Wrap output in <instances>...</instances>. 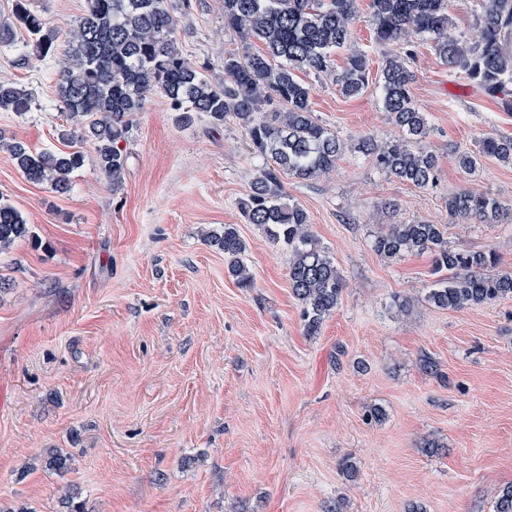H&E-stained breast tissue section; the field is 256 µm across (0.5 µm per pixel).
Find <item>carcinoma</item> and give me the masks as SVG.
<instances>
[{
    "mask_svg": "<svg viewBox=\"0 0 512 512\" xmlns=\"http://www.w3.org/2000/svg\"><path fill=\"white\" fill-rule=\"evenodd\" d=\"M448 6L449 0H368L374 40L403 48L388 55L381 70L383 109L399 132L397 139L383 144L369 137L350 144L339 139L314 117L312 86L303 79L310 74L330 77L349 98L365 92L367 53L353 50L339 70L333 59L350 44L358 0H224V26L239 35L247 51L225 55L224 77L215 80L180 49L178 16L190 12L191 0H86L76 29L64 35L48 27L30 0H12L11 14L0 20V46H11L18 28L43 58L55 55L59 39L69 44L57 80V96L68 113L59 138L91 142L114 193L123 188L127 169V152L120 143L128 141L132 116L144 111L151 95L162 94L182 124L201 116L222 125L226 117H235L252 154L263 160L251 192L240 203L242 216L287 248L289 284L302 305L305 331L313 336L337 307L343 278L309 230L307 211L288 199L283 176L326 174L349 150L372 160L388 176L419 188L434 186L437 158L422 145L430 127L412 95L413 37L429 42L443 65L463 70L503 111L512 112V0H482L473 39L456 31ZM255 43L261 45L257 51L251 50ZM31 106L23 86L0 82V110L23 116ZM0 146L28 181L47 182L61 194L70 191L71 174L84 165L80 151L33 150L1 131ZM484 158L512 164V136H490L477 151L456 153L465 171L475 170ZM448 214L455 220L494 224L504 207L487 193L465 190L448 198ZM32 237L22 214L0 200V254ZM206 240L224 252L238 283L250 286L253 277L241 259L245 245L234 225L207 233ZM373 249L386 260L431 253L435 272L445 273L427 295L438 308L512 296V274L486 272L493 254L450 249L441 224H391L377 233Z\"/></svg>",
    "mask_w": 512,
    "mask_h": 512,
    "instance_id": "carcinoma-1",
    "label": "carcinoma"
}]
</instances>
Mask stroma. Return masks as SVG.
Returning a JSON list of instances; mask_svg holds the SVG:
<instances>
[{
	"label": "stroma",
	"instance_id": "obj_1",
	"mask_svg": "<svg viewBox=\"0 0 512 512\" xmlns=\"http://www.w3.org/2000/svg\"><path fill=\"white\" fill-rule=\"evenodd\" d=\"M192 4L183 50L223 77L225 53L242 49L223 0ZM351 32L369 54V88L348 98L331 78H311L314 115L347 141L391 140L378 89L387 50L363 10ZM412 49L436 185L416 188L352 152L329 173L283 179L345 281L313 336L286 249L240 211L262 162L235 120L182 125L152 96L134 117L117 193L90 143L73 144L85 161L65 195L0 151V197L35 232L0 256L10 283L0 292V512H493L512 485V297L437 308L426 299L432 255L388 261L372 240L390 224H444L451 249L493 252L496 272L512 273V217L455 223L446 208L464 189L512 207V166L486 159L468 174L453 158L512 136V112L429 43ZM67 50L39 58L23 31L0 47V81L34 98L26 117L0 111L6 135L60 147ZM227 224L246 246L251 287L205 240ZM426 355L437 373L423 369ZM428 439L437 454L423 452ZM55 453L69 457L66 473L48 467Z\"/></svg>",
	"mask_w": 512,
	"mask_h": 512
}]
</instances>
